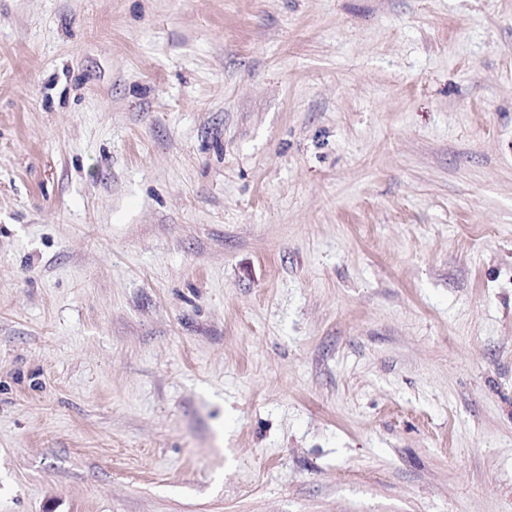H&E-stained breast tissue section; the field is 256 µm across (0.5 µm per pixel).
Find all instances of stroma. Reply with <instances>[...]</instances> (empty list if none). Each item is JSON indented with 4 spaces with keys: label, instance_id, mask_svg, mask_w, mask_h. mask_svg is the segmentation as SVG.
Instances as JSON below:
<instances>
[{
    "label": "stroma",
    "instance_id": "stroma-1",
    "mask_svg": "<svg viewBox=\"0 0 512 512\" xmlns=\"http://www.w3.org/2000/svg\"><path fill=\"white\" fill-rule=\"evenodd\" d=\"M0 512H512V0H0Z\"/></svg>",
    "mask_w": 512,
    "mask_h": 512
}]
</instances>
